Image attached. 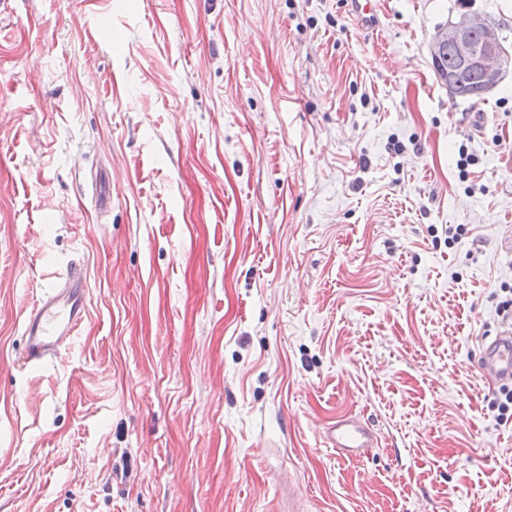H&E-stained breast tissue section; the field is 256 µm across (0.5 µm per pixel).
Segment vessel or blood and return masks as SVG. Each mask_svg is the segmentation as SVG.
Instances as JSON below:
<instances>
[{"mask_svg": "<svg viewBox=\"0 0 512 512\" xmlns=\"http://www.w3.org/2000/svg\"><path fill=\"white\" fill-rule=\"evenodd\" d=\"M351 6L364 28H376L375 0H351ZM86 288L82 266L73 261L64 276L35 301L23 324L28 367H39L56 357L83 324L88 312ZM481 371L492 383H512V327L486 342ZM322 441L350 459L366 456L379 444L374 431L352 415L336 417L325 428Z\"/></svg>", "mask_w": 512, "mask_h": 512, "instance_id": "vessel-or-blood-1", "label": "vessel or blood"}]
</instances>
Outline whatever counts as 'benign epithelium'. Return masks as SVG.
<instances>
[{
    "instance_id": "benign-epithelium-1",
    "label": "benign epithelium",
    "mask_w": 512,
    "mask_h": 512,
    "mask_svg": "<svg viewBox=\"0 0 512 512\" xmlns=\"http://www.w3.org/2000/svg\"><path fill=\"white\" fill-rule=\"evenodd\" d=\"M428 51L434 61L444 56L453 59L454 70L438 73V79L455 97L465 93L461 75L478 76L480 92L487 94L501 83L512 63V43L494 20L482 14H469L437 27Z\"/></svg>"
}]
</instances>
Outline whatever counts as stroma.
Masks as SVG:
<instances>
[{
	"label": "stroma",
	"instance_id": "stroma-1",
	"mask_svg": "<svg viewBox=\"0 0 512 512\" xmlns=\"http://www.w3.org/2000/svg\"><path fill=\"white\" fill-rule=\"evenodd\" d=\"M12 0L0 13V512H512L480 339L512 314V0ZM463 227L461 243L448 232ZM88 318L21 363L73 258ZM379 446L323 445L336 415ZM351 13L360 21L366 29L374 30L378 25V15L375 10L374 0H350ZM428 51L431 60L440 61L448 54L455 68L450 72H439L438 79L452 96L465 93L460 76L472 73L480 80V88L475 77H470V92L467 99H480L495 89L502 81L505 69L512 61V43L508 44L501 27L491 18L482 14H469L458 21L449 20L434 31ZM443 58L439 67H452L450 58Z\"/></svg>",
	"mask_w": 512,
	"mask_h": 512
}]
</instances>
